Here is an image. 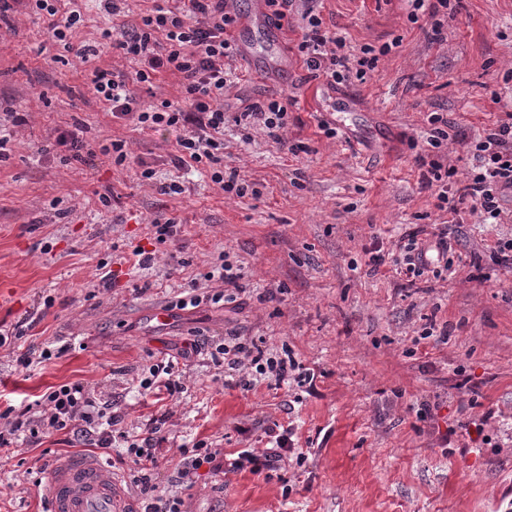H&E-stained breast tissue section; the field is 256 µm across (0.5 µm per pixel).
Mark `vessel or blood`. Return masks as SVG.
I'll return each instance as SVG.
<instances>
[{"label": "vessel or blood", "instance_id": "vessel-or-blood-1", "mask_svg": "<svg viewBox=\"0 0 512 512\" xmlns=\"http://www.w3.org/2000/svg\"><path fill=\"white\" fill-rule=\"evenodd\" d=\"M50 499L52 512H127L117 500L111 469L81 454L55 470Z\"/></svg>", "mask_w": 512, "mask_h": 512}]
</instances>
